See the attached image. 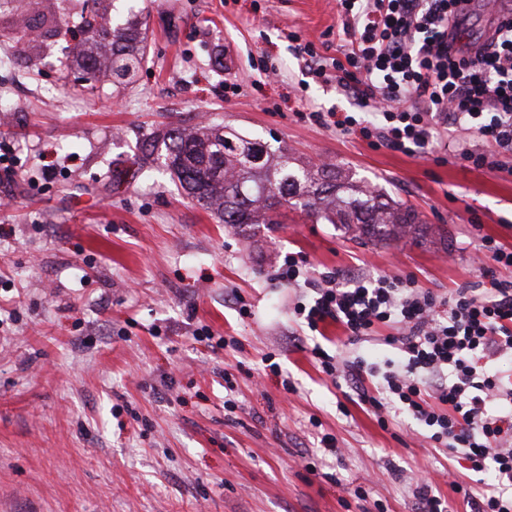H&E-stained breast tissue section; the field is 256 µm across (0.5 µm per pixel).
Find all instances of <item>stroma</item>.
I'll return each mask as SVG.
<instances>
[{"instance_id": "stroma-1", "label": "stroma", "mask_w": 512, "mask_h": 512, "mask_svg": "<svg viewBox=\"0 0 512 512\" xmlns=\"http://www.w3.org/2000/svg\"><path fill=\"white\" fill-rule=\"evenodd\" d=\"M135 6L148 60L120 88L72 81L70 36L0 38V512H361L359 487L415 512L423 479L465 512L450 483L471 481L466 462L401 410L380 427L311 354L381 363L397 356L389 328L355 345L333 322L310 331L294 312L305 289L273 273L291 254L314 274H411L441 294L481 281V237L512 248V155L492 171L441 164L302 119L303 99L350 109L295 53L336 58L337 0ZM201 124L350 169L442 234L373 243L295 210L218 223L138 152L149 133ZM204 325L239 348L197 340Z\"/></svg>"}]
</instances>
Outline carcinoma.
<instances>
[{"mask_svg":"<svg viewBox=\"0 0 512 512\" xmlns=\"http://www.w3.org/2000/svg\"><path fill=\"white\" fill-rule=\"evenodd\" d=\"M105 2L100 0L93 20L83 19L88 48L80 55L79 67L93 81L111 77L119 84L145 58V24L131 12L124 18H109ZM66 25L64 15L32 11L9 21L7 29L21 39L38 31L48 39ZM140 150L145 158L160 160L189 197L234 228L278 223L276 195L286 194L288 206L336 224L359 239L379 243L439 234L415 211L370 190L349 171L315 170L284 151L271 153L261 142L233 130L172 127L162 135H146ZM254 152L264 160L246 165L245 157Z\"/></svg>","mask_w":512,"mask_h":512,"instance_id":"obj_1","label":"carcinoma"}]
</instances>
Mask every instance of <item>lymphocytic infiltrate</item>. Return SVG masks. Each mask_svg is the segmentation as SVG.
<instances>
[{"label":"lymphocytic infiltrate","mask_w":512,"mask_h":512,"mask_svg":"<svg viewBox=\"0 0 512 512\" xmlns=\"http://www.w3.org/2000/svg\"><path fill=\"white\" fill-rule=\"evenodd\" d=\"M463 0H339L341 27L335 71L312 47L305 66L335 82L358 111L306 117L376 147L408 155L452 154L477 169H494L512 152V12L498 15L481 39L450 25ZM476 134V142L447 140L441 130ZM476 261L483 279L443 296L411 277L312 276L305 261L285 258L277 278L304 285L308 302L295 308L310 330L329 320L343 326L350 344L392 327L384 342L397 360L370 363L313 347L333 383H345L360 404L386 425L388 406L406 412L432 448L464 460L471 471L492 472L489 492L452 482L470 512H512V372L497 364L512 356V249L482 238Z\"/></svg>","instance_id":"1"}]
</instances>
